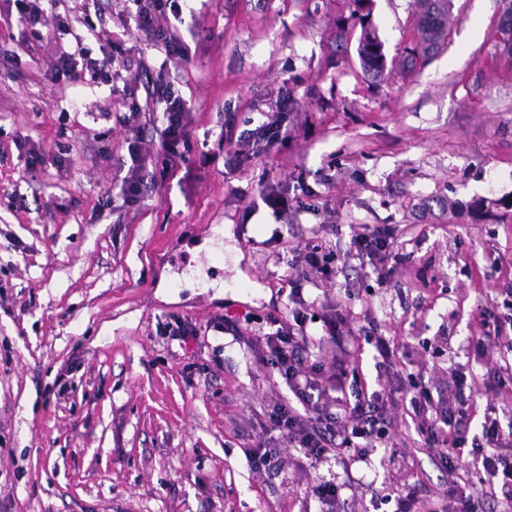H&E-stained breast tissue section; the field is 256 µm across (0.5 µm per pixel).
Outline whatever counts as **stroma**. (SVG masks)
Here are the masks:
<instances>
[{"label":"stroma","instance_id":"stroma-1","mask_svg":"<svg viewBox=\"0 0 512 512\" xmlns=\"http://www.w3.org/2000/svg\"><path fill=\"white\" fill-rule=\"evenodd\" d=\"M348 0H182L159 22L182 38L166 56L129 20L132 0H54L24 28L0 0V512H316L289 485L299 453L282 449L270 472L251 471L244 447L289 396L256 369L249 332L286 310L277 254L292 233H318L337 253L365 225L398 229L390 283L350 258L335 284L303 296L342 301L359 290L357 324L398 349L396 374L378 377L374 349L360 357L367 383L406 385L422 373L448 386V368L482 374L466 353L476 309L503 306L512 289V58L494 38L505 0H453L443 47L409 75L378 82L356 41L336 49ZM81 16L72 34L60 14ZM413 0H374L372 25L387 57L414 38ZM101 30L89 36L88 26ZM126 64L114 81L53 76L58 48L100 39ZM166 67L191 112L185 166L158 157L126 206L119 168L129 127L147 106L139 64ZM290 104L285 146L224 168L226 126L242 134L271 99ZM301 203L277 217L260 194ZM492 201L476 222L449 202ZM225 228L227 236L217 235ZM200 326L181 342L170 317ZM443 483L422 452L336 459L316 472L343 486L339 512H375L410 475Z\"/></svg>","mask_w":512,"mask_h":512}]
</instances>
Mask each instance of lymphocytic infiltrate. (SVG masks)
<instances>
[{
	"instance_id": "f902f5d3",
	"label": "lymphocytic infiltrate",
	"mask_w": 512,
	"mask_h": 512,
	"mask_svg": "<svg viewBox=\"0 0 512 512\" xmlns=\"http://www.w3.org/2000/svg\"><path fill=\"white\" fill-rule=\"evenodd\" d=\"M134 2L136 31L164 47L167 55L177 54L178 34L159 23L172 0ZM147 93L164 106L158 146L166 171H177L189 141L187 104L168 82H153ZM287 105V98H279L248 137L225 129L224 141L233 149L230 171L240 170L245 159L287 140L283 128ZM395 235V228L388 225L363 226L352 236L349 253L380 277H389L395 272ZM286 252L288 313L272 318V331L256 333L254 359L276 375L293 398L273 407L244 455L251 470L269 471L277 466L280 448L297 449L306 461L305 496L318 504L320 512H336L342 486L317 479L315 469L346 452L364 458L379 448L395 450L393 412L398 400L394 390H371L359 382L355 353L362 330L346 307L357 294L353 284H346L342 303L318 297L309 301L300 290L304 281L316 287L334 283L340 271L336 253L327 242L312 240L287 247ZM311 322L319 324L320 336L308 333ZM479 327L471 345L485 360L496 396L511 401L512 367L490 360L488 354L512 351V333L505 332L500 319L487 310L479 314ZM448 378L443 397L433 396L424 380H412L409 399L419 448L435 460L447 480L434 488L420 480L404 485L395 498L394 512H492L497 504H512V421L485 418L480 435L470 436L467 377L452 367Z\"/></svg>"
}]
</instances>
